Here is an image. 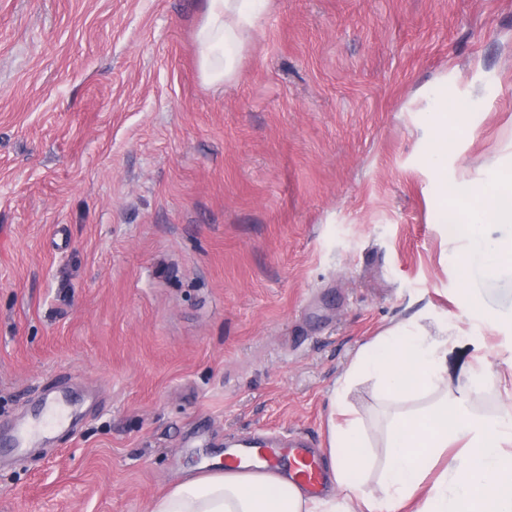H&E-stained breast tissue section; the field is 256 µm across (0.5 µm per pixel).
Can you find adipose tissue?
Returning a JSON list of instances; mask_svg holds the SVG:
<instances>
[{
  "mask_svg": "<svg viewBox=\"0 0 512 512\" xmlns=\"http://www.w3.org/2000/svg\"><path fill=\"white\" fill-rule=\"evenodd\" d=\"M266 0H205V20L196 36L197 53L207 83L232 78L244 50L242 33L259 19ZM427 119L432 132L427 163L438 187V216L468 227V249L460 270L480 268L512 275V233L487 240L485 224H512V164L489 171L465 196H449V139L468 134L465 114L444 86L428 92ZM401 323L365 347L351 367L378 379L389 400L440 385L446 371L442 335ZM472 392H463L429 409L400 415L386 442L379 475L381 500L364 496L353 472L370 464L357 420L332 425L329 467L339 494L308 496L293 480L274 473L229 470L200 475L177 484L152 501L150 512H402L417 500L416 512H512V411L480 418L470 410ZM464 441L451 476H440L426 496L418 491L449 442Z\"/></svg>",
  "mask_w": 512,
  "mask_h": 512,
  "instance_id": "obj_1",
  "label": "adipose tissue"
}]
</instances>
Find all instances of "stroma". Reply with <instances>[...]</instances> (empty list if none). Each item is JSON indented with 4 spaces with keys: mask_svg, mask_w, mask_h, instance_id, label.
Segmentation results:
<instances>
[{
    "mask_svg": "<svg viewBox=\"0 0 512 512\" xmlns=\"http://www.w3.org/2000/svg\"><path fill=\"white\" fill-rule=\"evenodd\" d=\"M203 0H0V512H148L230 442L304 439L386 328H448V384L512 405V277L463 280L436 217L427 88L467 112L448 189L512 162V0H269L215 88Z\"/></svg>",
    "mask_w": 512,
    "mask_h": 512,
    "instance_id": "obj_1",
    "label": "stroma"
}]
</instances>
